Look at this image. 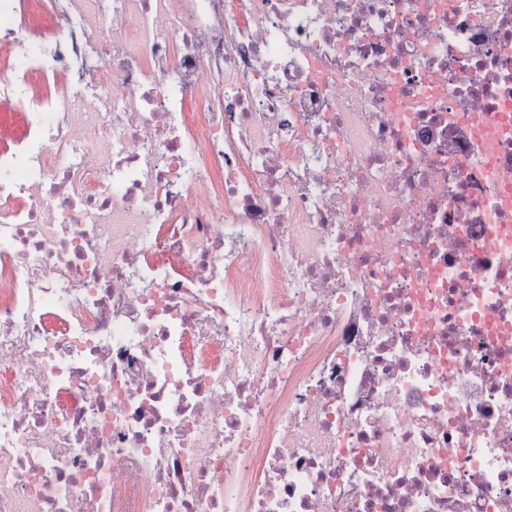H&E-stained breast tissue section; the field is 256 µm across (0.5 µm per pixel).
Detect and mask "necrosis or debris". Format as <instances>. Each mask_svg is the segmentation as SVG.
Here are the masks:
<instances>
[{
	"instance_id": "4bbe7bcc",
	"label": "necrosis or debris",
	"mask_w": 512,
	"mask_h": 512,
	"mask_svg": "<svg viewBox=\"0 0 512 512\" xmlns=\"http://www.w3.org/2000/svg\"><path fill=\"white\" fill-rule=\"evenodd\" d=\"M76 20L0 22V512H512V0Z\"/></svg>"
}]
</instances>
